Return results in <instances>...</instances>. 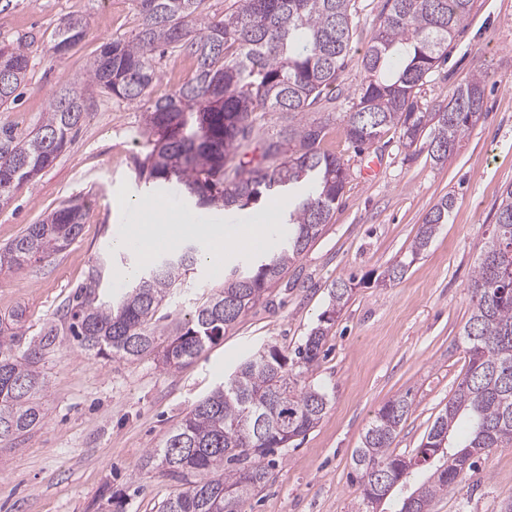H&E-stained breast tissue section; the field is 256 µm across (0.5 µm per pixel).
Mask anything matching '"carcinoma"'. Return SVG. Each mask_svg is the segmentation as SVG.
Listing matches in <instances>:
<instances>
[{
    "label": "carcinoma",
    "mask_w": 512,
    "mask_h": 512,
    "mask_svg": "<svg viewBox=\"0 0 512 512\" xmlns=\"http://www.w3.org/2000/svg\"><path fill=\"white\" fill-rule=\"evenodd\" d=\"M362 58L364 77L354 91L346 140L362 150L395 128L408 147L430 137L428 153L448 160L484 109L488 73L471 74L444 106L420 102V89L447 58L448 43L465 27L473 0H388ZM135 35L101 46L85 63L89 84L142 112L149 150L136 178L151 192L175 184L178 200L196 207L254 208L288 198V236L273 253L239 261L184 322L161 326L159 309L197 265L188 243L138 263L139 279L115 306L99 301L105 257L69 300L64 327L21 348L24 333L0 336V443L42 425L38 402L46 381L38 364L58 336L88 354L135 360L153 354L166 370L199 357L260 302L288 265L329 223L343 195L347 168L322 148L327 122L310 115L332 109L351 51L355 0H235L216 19L208 0H137ZM88 34L82 15L64 20L49 51L68 55ZM175 49L196 63L192 78L165 96L150 87L154 54ZM30 59L26 45L0 41V108L17 99ZM86 111L80 88L66 83L50 98L41 124L28 133L0 130V204L33 180L71 144ZM288 119L269 135L274 115ZM455 198L446 195L427 213L411 244L424 252L448 223ZM87 218L77 199L62 203L0 248V268H20L62 252L81 235ZM472 312L462 328L465 371L419 448L398 454L393 445L412 410L396 395L375 411L352 453L350 478L358 512H429L431 503L476 473L480 456L512 447V185L502 193L492 235L481 249L470 285ZM346 282L332 285L329 307L290 357L277 345L256 351L200 399L143 465L185 478L159 512H246L269 481L282 449L315 428L329 393L308 382L329 328L351 298ZM196 476L190 480L188 476Z\"/></svg>",
    "instance_id": "1"
}]
</instances>
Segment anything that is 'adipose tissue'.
I'll list each match as a JSON object with an SVG mask.
<instances>
[{
	"instance_id": "adipose-tissue-1",
	"label": "adipose tissue",
	"mask_w": 512,
	"mask_h": 512,
	"mask_svg": "<svg viewBox=\"0 0 512 512\" xmlns=\"http://www.w3.org/2000/svg\"><path fill=\"white\" fill-rule=\"evenodd\" d=\"M142 219L135 229V239L141 255H149L155 244L165 242L171 245L189 237H203L209 240L210 248L204 255L205 262L211 267L223 266L224 255L228 248H241L243 240L262 236V229L247 228L242 240L226 243L218 225L192 224L180 216H168L164 207H145L141 210Z\"/></svg>"
}]
</instances>
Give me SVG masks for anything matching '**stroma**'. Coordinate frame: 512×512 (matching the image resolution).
Returning a JSON list of instances; mask_svg holds the SVG:
<instances>
[{
  "instance_id": "obj_1",
  "label": "stroma",
  "mask_w": 512,
  "mask_h": 512,
  "mask_svg": "<svg viewBox=\"0 0 512 512\" xmlns=\"http://www.w3.org/2000/svg\"><path fill=\"white\" fill-rule=\"evenodd\" d=\"M357 7L344 89L324 141L348 168L332 219L263 300L182 368L162 369L152 355L132 361L96 357L56 342L39 363L46 379L43 424L26 439L0 445V512H97L100 498L111 492L121 494L124 512H159L184 481L162 468L143 469L146 452L161 447L243 357L270 343L289 352L302 344L339 280L351 282L352 296L311 376L329 392L330 407L317 427L285 451L253 497V512H357V492L347 479L352 452L375 411L395 395L408 392L413 399L396 450L407 453L420 445L464 372L457 342L471 314L469 285L501 193L512 184V0H474L446 62L422 89V103L432 105L474 72L489 74L484 114L442 164L429 158L426 142L405 146L395 129L362 151L346 140L361 59L389 9L386 0H359ZM73 13L87 17L90 33L66 58H55L49 38ZM136 26V0H12L11 10L0 16V41L19 40L31 51L27 81L18 100L0 110V127L35 129L63 82L81 84L87 100L69 147L0 205V247L72 197L87 207L83 231L66 250L0 270V332L18 328L12 320L17 312L24 315L19 328L29 342L61 326L68 295L85 282L98 256L109 255L112 265L101 285L103 301L116 300L131 286L122 273L135 259L129 251L112 250L110 235L137 223L136 205L151 200L135 177V161L145 153L142 117L136 106L85 84L83 72L103 43L131 36ZM155 66V97L188 80L195 68L178 53ZM374 159L380 167L366 176ZM448 194L455 206L447 224L411 258L419 225ZM399 262L409 265L405 276L384 282L387 269ZM223 283V274L197 264L175 290L167 315L174 322L189 318ZM511 494L512 448H498L479 459L476 478L435 499L430 510L500 512Z\"/></svg>"
}]
</instances>
